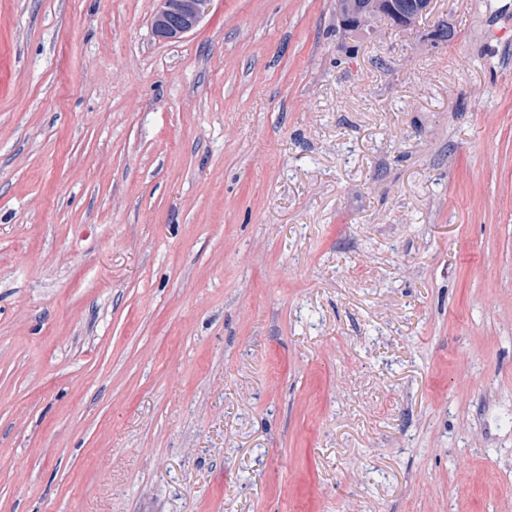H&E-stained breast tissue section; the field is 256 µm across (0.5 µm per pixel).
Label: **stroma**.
Instances as JSON below:
<instances>
[{
	"label": "stroma",
	"instance_id": "stroma-1",
	"mask_svg": "<svg viewBox=\"0 0 512 512\" xmlns=\"http://www.w3.org/2000/svg\"><path fill=\"white\" fill-rule=\"evenodd\" d=\"M155 7L0 0V512H512V0ZM152 27L159 39L175 41L193 31L210 11L213 0H158ZM370 1L336 0V20L339 28L351 33L362 31L367 29L365 26L373 27L375 17L376 21L388 19L395 27L404 28L423 14L422 7L417 4L420 0H399L394 6L388 0ZM366 2H370L371 12H374L375 16L367 10L361 17V23L365 25L363 26L358 20V15Z\"/></svg>",
	"mask_w": 512,
	"mask_h": 512
}]
</instances>
